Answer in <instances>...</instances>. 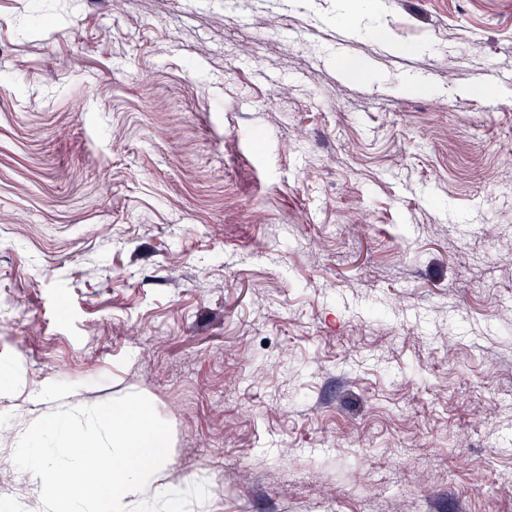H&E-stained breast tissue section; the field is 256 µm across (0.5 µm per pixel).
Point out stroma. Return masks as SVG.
Listing matches in <instances>:
<instances>
[{"instance_id": "stroma-1", "label": "stroma", "mask_w": 512, "mask_h": 512, "mask_svg": "<svg viewBox=\"0 0 512 512\" xmlns=\"http://www.w3.org/2000/svg\"><path fill=\"white\" fill-rule=\"evenodd\" d=\"M354 8L0 0V512L129 393L189 512H512V0Z\"/></svg>"}]
</instances>
